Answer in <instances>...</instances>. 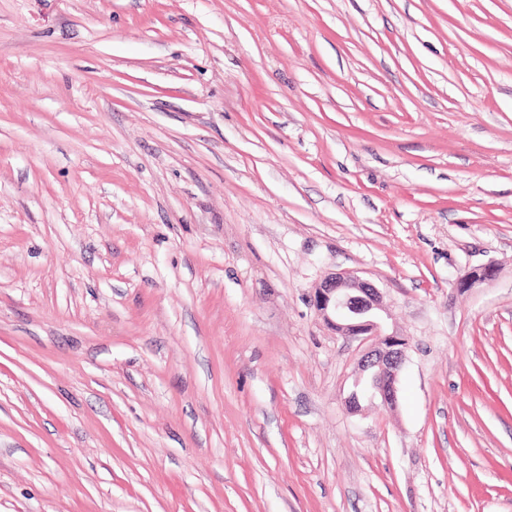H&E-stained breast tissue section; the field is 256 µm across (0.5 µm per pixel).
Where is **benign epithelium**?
<instances>
[{"mask_svg": "<svg viewBox=\"0 0 512 512\" xmlns=\"http://www.w3.org/2000/svg\"><path fill=\"white\" fill-rule=\"evenodd\" d=\"M494 276V267L486 265L459 279L457 288L466 290ZM311 302L317 314L340 335L366 336L375 340V346L360 360L354 381L359 392L348 396L349 408L361 410V396L377 398L383 407L394 408L406 342L395 334L382 333L380 313L385 311V306L378 288L353 275L337 273L314 288Z\"/></svg>", "mask_w": 512, "mask_h": 512, "instance_id": "benign-epithelium-1", "label": "benign epithelium"}]
</instances>
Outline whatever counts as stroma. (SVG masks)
I'll return each mask as SVG.
<instances>
[{"label":"stroma","mask_w":512,"mask_h":512,"mask_svg":"<svg viewBox=\"0 0 512 512\" xmlns=\"http://www.w3.org/2000/svg\"><path fill=\"white\" fill-rule=\"evenodd\" d=\"M0 512H512V0H0ZM311 302L336 333L375 340L360 360L354 386L362 397L378 398L384 408H394L407 344L401 336L382 334L379 320L385 306L378 288L353 275L336 273L314 289Z\"/></svg>","instance_id":"35a3bbf8"}]
</instances>
